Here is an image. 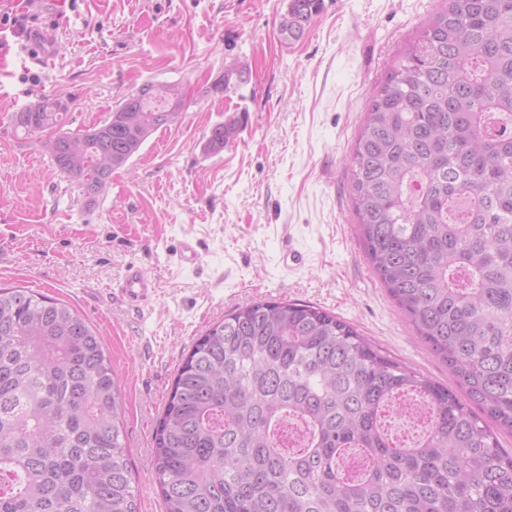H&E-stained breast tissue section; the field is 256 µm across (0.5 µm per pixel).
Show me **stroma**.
<instances>
[{
	"label": "stroma",
	"instance_id": "1",
	"mask_svg": "<svg viewBox=\"0 0 512 512\" xmlns=\"http://www.w3.org/2000/svg\"><path fill=\"white\" fill-rule=\"evenodd\" d=\"M445 0H324L283 40L288 0H0V285L80 313L104 338L124 402L140 512H165L153 435L192 342L258 300L313 305L390 358L456 390L371 269L349 197L347 158L372 92ZM53 44L44 66L24 47ZM245 83L212 86L230 65ZM182 84L186 106L89 199L10 116L70 96V130L103 121L143 83ZM247 116L217 154L225 113ZM199 261L182 265L183 242ZM291 242L304 260L285 264ZM158 283L144 311L114 297L129 263Z\"/></svg>",
	"mask_w": 512,
	"mask_h": 512
}]
</instances>
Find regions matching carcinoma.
I'll use <instances>...</instances> for the list:
<instances>
[{"label":"carcinoma","mask_w":512,"mask_h":512,"mask_svg":"<svg viewBox=\"0 0 512 512\" xmlns=\"http://www.w3.org/2000/svg\"><path fill=\"white\" fill-rule=\"evenodd\" d=\"M322 0H289L299 39ZM184 108L147 82L89 129L69 100L10 116L94 196ZM241 118L215 124L219 153ZM364 254L417 336L512 432V0H448L366 104L348 159ZM404 395L417 439L386 426ZM165 512H512V455L447 387L323 309L259 300L191 345L154 435ZM0 512H139L103 338L71 307L0 286Z\"/></svg>","instance_id":"cac0c4a2"}]
</instances>
